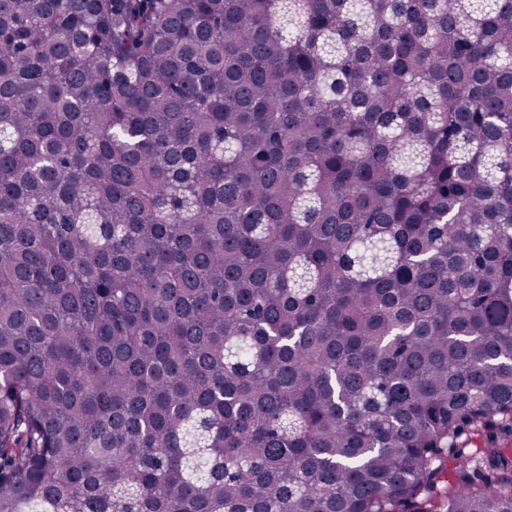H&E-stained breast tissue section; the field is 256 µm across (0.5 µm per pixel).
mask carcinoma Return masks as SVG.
Segmentation results:
<instances>
[{"instance_id": "1", "label": "carcinoma", "mask_w": 512, "mask_h": 512, "mask_svg": "<svg viewBox=\"0 0 512 512\" xmlns=\"http://www.w3.org/2000/svg\"><path fill=\"white\" fill-rule=\"evenodd\" d=\"M512 0H0V512H512ZM492 439L494 448H501V461L497 471L498 475L504 478H512V431L501 429H482L480 432L468 436L466 441L465 454L462 458H448L447 471L443 475L448 487L455 484L459 472L467 464L470 456H475L480 448H485L488 441Z\"/></svg>"}]
</instances>
